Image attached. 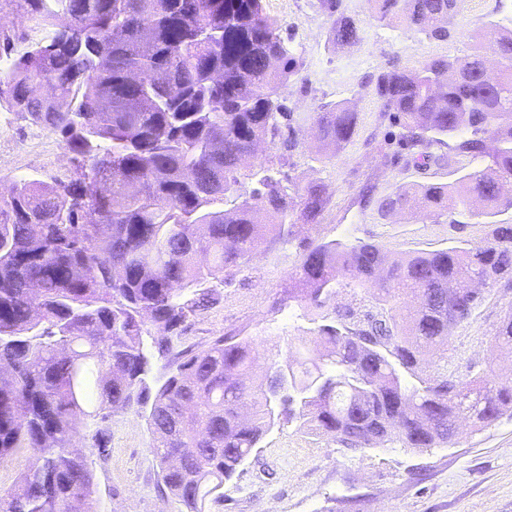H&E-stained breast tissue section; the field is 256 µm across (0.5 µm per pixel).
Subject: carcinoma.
<instances>
[{
	"instance_id": "cac0c4a2",
	"label": "carcinoma",
	"mask_w": 512,
	"mask_h": 512,
	"mask_svg": "<svg viewBox=\"0 0 512 512\" xmlns=\"http://www.w3.org/2000/svg\"><path fill=\"white\" fill-rule=\"evenodd\" d=\"M368 2L386 26L447 40L461 0ZM319 3L335 46L361 40L341 0ZM6 11L55 31L16 54L26 34L0 22V54L12 57L0 108L58 136L79 164L74 177L21 180L0 197V465L35 455L0 512H100L72 437L84 428L104 448L112 418L128 413L146 420L162 492L180 512H207L263 435L294 420L348 450L393 437L420 449L451 442L461 417L512 414L511 381L482 362L462 375L443 357L448 328L496 285L512 288V224L483 243L458 238L392 260L373 243L312 240L328 198L322 184L283 172L297 126L330 159L359 116L343 102L298 117L284 105L281 87L308 77L264 0H0ZM488 51L499 62L493 83ZM131 71L142 76L134 88ZM44 81L67 111L33 92ZM171 83L183 88L178 100ZM365 86L415 166L481 163L453 184L400 187L382 211L490 220L512 210L502 192L512 184V26L492 20L467 56L393 63ZM263 141L278 154L242 173L243 155ZM91 174L102 175L101 193L83 199ZM219 201L226 208L213 209ZM268 237L299 253L286 300L322 309L346 288L369 294L336 304L312 337L271 360L270 370L288 367L280 393L253 373L249 337L186 342ZM493 336L512 348V315ZM174 454L184 471L169 469Z\"/></svg>"
}]
</instances>
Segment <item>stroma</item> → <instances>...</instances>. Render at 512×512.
Returning a JSON list of instances; mask_svg holds the SVG:
<instances>
[{
  "mask_svg": "<svg viewBox=\"0 0 512 512\" xmlns=\"http://www.w3.org/2000/svg\"><path fill=\"white\" fill-rule=\"evenodd\" d=\"M264 7L301 55L309 78L308 86L291 83L282 89L284 104L306 113L341 101L359 116L352 140L327 162L321 161L309 129H301L285 168L297 183L314 180L326 188L328 205L313 237L371 242L392 258L446 248L457 238L490 239L494 224L479 218L462 217L454 229L444 216L410 220L380 210L381 200L398 187L447 184L476 163L468 157L456 158L449 167L408 163L398 127L383 117L380 102L363 84L393 61L413 69L433 57L468 55L488 20L512 18V0H462L455 33L445 41L377 22L367 0H342L343 10L358 21L362 39L340 52L332 46L330 22L318 0H264ZM32 132L16 114L0 110V153L5 156L0 189L33 174L47 179L70 172L69 154L57 136L47 135L42 147L32 143ZM367 188L372 194L366 198ZM296 262L294 247L264 244L225 287L222 303L199 315L187 333L189 343L203 345L236 331L254 341L260 362L285 357L321 322L314 308L275 304ZM511 313L512 290L495 288L468 323L452 329L448 358L490 360L500 380L512 381V351L489 347L493 330ZM149 440L145 419L131 413L113 424L105 453L91 449L86 433L76 435L74 446L87 453L102 512H179L159 490ZM210 512H512V414L484 425L462 422L452 443L420 450L393 441L353 452L329 436L287 423L263 437Z\"/></svg>",
  "mask_w": 512,
  "mask_h": 512,
  "instance_id": "stroma-1",
  "label": "stroma"
}]
</instances>
